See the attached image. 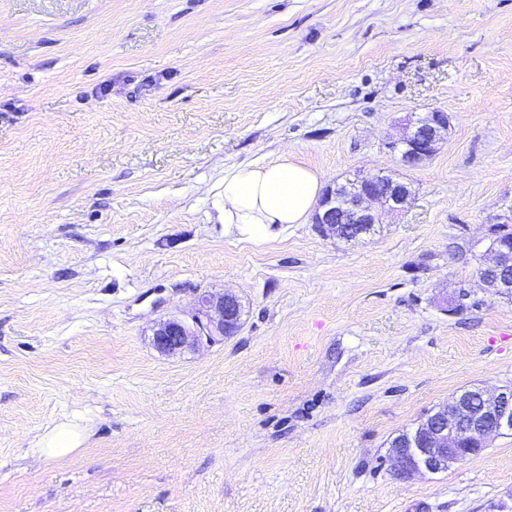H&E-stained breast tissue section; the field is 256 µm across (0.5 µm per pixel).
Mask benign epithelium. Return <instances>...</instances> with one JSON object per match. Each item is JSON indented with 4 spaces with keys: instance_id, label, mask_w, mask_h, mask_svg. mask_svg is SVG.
<instances>
[{
    "instance_id": "obj_1",
    "label": "benign epithelium",
    "mask_w": 512,
    "mask_h": 512,
    "mask_svg": "<svg viewBox=\"0 0 512 512\" xmlns=\"http://www.w3.org/2000/svg\"><path fill=\"white\" fill-rule=\"evenodd\" d=\"M410 131L391 148L402 146L401 161L415 166L430 158L437 149L442 132L448 130V113L426 112L409 120ZM413 197L411 185L378 172L326 188L315 211L313 223L336 234V225L351 224V238L374 231L379 210L399 213ZM489 260L482 266L480 281L495 292H511L512 281L494 274L512 265V248L491 245ZM242 306L229 292L201 293L194 309L156 322L152 328L154 348L166 356H179L206 340L231 336L241 328ZM512 431V389H478V394L460 393L448 404L427 416L408 437L391 449L392 472L407 478L424 472L439 473L454 464L479 455L489 435Z\"/></svg>"
}]
</instances>
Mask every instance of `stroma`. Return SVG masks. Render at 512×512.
I'll return each mask as SVG.
<instances>
[{
    "mask_svg": "<svg viewBox=\"0 0 512 512\" xmlns=\"http://www.w3.org/2000/svg\"><path fill=\"white\" fill-rule=\"evenodd\" d=\"M449 127L404 165L390 141ZM291 152L410 183L346 241L227 233L224 173ZM512 0H0V512H512V434L400 480L390 442L512 387ZM240 331L180 357L204 291ZM87 428L56 458L34 443ZM410 131L398 142L389 143L395 149L401 145V161L415 166L430 158L437 149L441 134L448 130V114L440 110L426 112L409 120ZM489 255L488 262L482 266L483 275L480 281L488 290H492L495 293L511 292L512 291V280L511 282L498 279L493 277L497 271H500L506 266L512 265V248H507L505 245H491L487 250ZM242 306L229 292L204 291L194 309L159 320L152 328L154 348L166 356H179L215 337L234 335L241 328ZM81 443V428L71 422H62L40 437L34 448H38L40 456L52 458L73 452Z\"/></svg>",
    "mask_w": 512,
    "mask_h": 512,
    "instance_id": "stroma-1",
    "label": "stroma"
}]
</instances>
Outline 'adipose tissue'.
Wrapping results in <instances>:
<instances>
[{"mask_svg": "<svg viewBox=\"0 0 512 512\" xmlns=\"http://www.w3.org/2000/svg\"><path fill=\"white\" fill-rule=\"evenodd\" d=\"M324 186L321 175L291 153L224 174V222L229 231L263 242L290 224L307 223Z\"/></svg>", "mask_w": 512, "mask_h": 512, "instance_id": "obj_1", "label": "adipose tissue"}]
</instances>
